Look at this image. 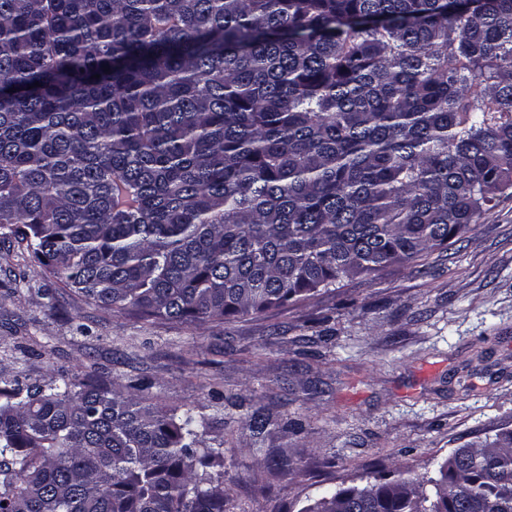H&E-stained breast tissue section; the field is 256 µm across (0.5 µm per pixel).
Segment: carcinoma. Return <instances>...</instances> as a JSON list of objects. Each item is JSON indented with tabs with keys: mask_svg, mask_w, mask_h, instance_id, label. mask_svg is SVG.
Listing matches in <instances>:
<instances>
[{
	"mask_svg": "<svg viewBox=\"0 0 512 512\" xmlns=\"http://www.w3.org/2000/svg\"><path fill=\"white\" fill-rule=\"evenodd\" d=\"M508 189L512 0H0V235L94 308L220 325ZM142 387H0V512H224L223 442ZM432 483L304 512H512V431Z\"/></svg>",
	"mask_w": 512,
	"mask_h": 512,
	"instance_id": "1",
	"label": "carcinoma"
}]
</instances>
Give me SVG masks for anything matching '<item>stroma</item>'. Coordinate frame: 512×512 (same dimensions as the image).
Returning <instances> with one entry per match:
<instances>
[{"mask_svg": "<svg viewBox=\"0 0 512 512\" xmlns=\"http://www.w3.org/2000/svg\"><path fill=\"white\" fill-rule=\"evenodd\" d=\"M62 372L145 376L147 403L210 421L224 512H302L328 491L437 476L456 449L512 430V189L417 261L190 328L85 305L0 237V385ZM258 411L276 419L261 438Z\"/></svg>", "mask_w": 512, "mask_h": 512, "instance_id": "1", "label": "stroma"}]
</instances>
